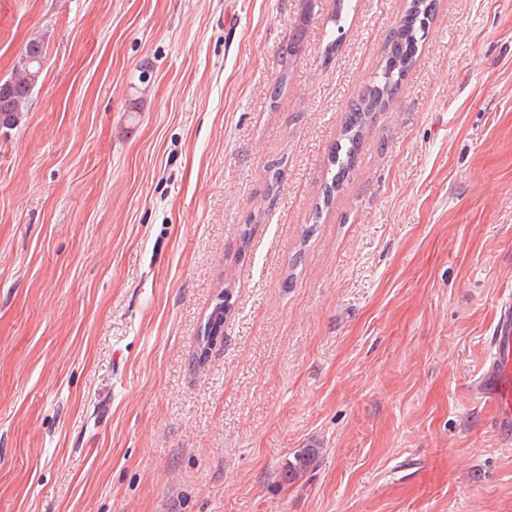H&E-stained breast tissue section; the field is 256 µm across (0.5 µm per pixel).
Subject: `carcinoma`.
<instances>
[{
  "label": "carcinoma",
  "instance_id": "cac0c4a2",
  "mask_svg": "<svg viewBox=\"0 0 512 512\" xmlns=\"http://www.w3.org/2000/svg\"><path fill=\"white\" fill-rule=\"evenodd\" d=\"M438 0H407L404 13L399 22L389 32L383 47L374 79L354 97L346 108L340 137L332 151V165L335 173L325 184L321 204L315 207L313 222L322 219L336 195L341 193L355 171L359 148L364 133L375 115L385 110L388 103L399 93L407 79L434 22ZM308 17L302 13L295 23L288 42L282 49V66L289 69L302 52L307 38ZM48 45L42 35L28 40L23 54L29 62H18L9 78L0 81V90L9 89L10 94L0 98V125L8 128L16 125L19 114L26 111L33 90L42 75ZM224 308L220 301L215 304L207 316L201 334L198 336L199 354L196 360L204 362V349L217 330L224 328ZM319 455L317 448H301L293 457L285 461L279 472L284 484L298 481L309 469L314 467Z\"/></svg>",
  "mask_w": 512,
  "mask_h": 512
}]
</instances>
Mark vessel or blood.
Wrapping results in <instances>:
<instances>
[{
  "instance_id": "b4317fda",
  "label": "vessel or blood",
  "mask_w": 512,
  "mask_h": 512,
  "mask_svg": "<svg viewBox=\"0 0 512 512\" xmlns=\"http://www.w3.org/2000/svg\"><path fill=\"white\" fill-rule=\"evenodd\" d=\"M473 389L481 400L494 403L499 427L512 429V305L500 310L490 339L489 366Z\"/></svg>"
}]
</instances>
